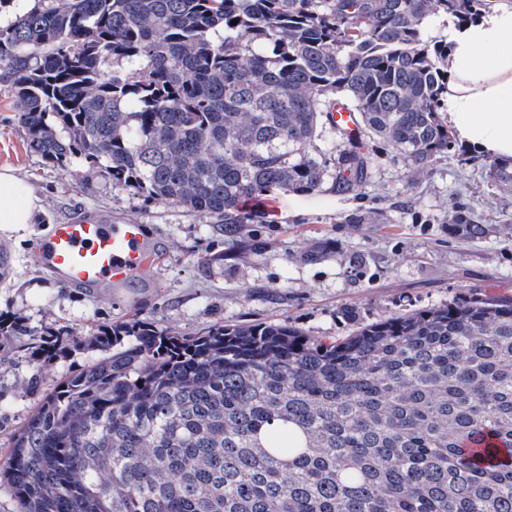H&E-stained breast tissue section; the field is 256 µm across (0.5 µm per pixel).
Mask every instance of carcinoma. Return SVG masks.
<instances>
[{
	"instance_id": "1",
	"label": "carcinoma",
	"mask_w": 512,
	"mask_h": 512,
	"mask_svg": "<svg viewBox=\"0 0 512 512\" xmlns=\"http://www.w3.org/2000/svg\"><path fill=\"white\" fill-rule=\"evenodd\" d=\"M481 2L49 0L0 24V75L45 165L81 159L240 236L263 223L248 198L366 184L353 137L310 151L338 105L417 171L449 152L448 44L423 24ZM23 337L37 402L0 463L17 512H512V299L343 338L0 319V347ZM67 342L98 357L42 387Z\"/></svg>"
}]
</instances>
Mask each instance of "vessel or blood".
Listing matches in <instances>:
<instances>
[{"instance_id": "vessel-or-blood-1", "label": "vessel or blood", "mask_w": 512, "mask_h": 512, "mask_svg": "<svg viewBox=\"0 0 512 512\" xmlns=\"http://www.w3.org/2000/svg\"><path fill=\"white\" fill-rule=\"evenodd\" d=\"M36 249L63 282L85 288L131 287L155 260L143 225L83 216L52 225Z\"/></svg>"}]
</instances>
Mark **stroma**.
I'll return each instance as SVG.
<instances>
[{
	"label": "stroma",
	"instance_id": "obj_1",
	"mask_svg": "<svg viewBox=\"0 0 512 512\" xmlns=\"http://www.w3.org/2000/svg\"><path fill=\"white\" fill-rule=\"evenodd\" d=\"M20 110L0 79V169H11L43 205L36 223L0 232L10 254L1 317L85 334L134 315L181 334L225 322H287L310 336L342 337L413 309L512 298V191L490 174L487 157L463 145L417 172L391 143L365 140L374 164L359 191L249 199L246 209L269 221L247 225L235 249L212 218L113 187L88 163L73 173L45 166L27 145ZM456 210L486 225V236L449 233ZM78 213L147 226L158 252L143 281L96 297L41 266L35 241L48 225ZM320 243L327 253L307 260ZM215 253L223 262H210ZM32 372L23 340L0 350V448L35 408L25 390Z\"/></svg>",
	"mask_w": 512,
	"mask_h": 512
}]
</instances>
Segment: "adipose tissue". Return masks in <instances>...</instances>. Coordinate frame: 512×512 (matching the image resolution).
Wrapping results in <instances>:
<instances>
[{
  "label": "adipose tissue",
  "mask_w": 512,
  "mask_h": 512,
  "mask_svg": "<svg viewBox=\"0 0 512 512\" xmlns=\"http://www.w3.org/2000/svg\"><path fill=\"white\" fill-rule=\"evenodd\" d=\"M446 115L457 141L485 157L512 160V0H489L474 21L449 20ZM40 198L0 170V230L34 223Z\"/></svg>",
  "instance_id": "adipose-tissue-1"
}]
</instances>
